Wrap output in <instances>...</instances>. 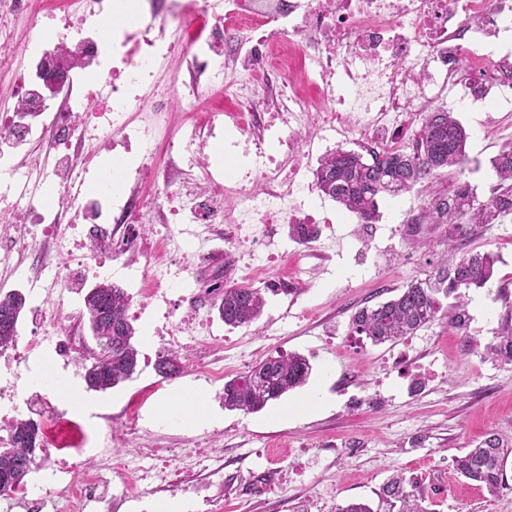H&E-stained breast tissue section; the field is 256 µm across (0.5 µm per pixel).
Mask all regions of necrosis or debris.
<instances>
[{"label":"necrosis or debris","mask_w":512,"mask_h":512,"mask_svg":"<svg viewBox=\"0 0 512 512\" xmlns=\"http://www.w3.org/2000/svg\"><path fill=\"white\" fill-rule=\"evenodd\" d=\"M199 6L225 25L191 38L182 18ZM114 10L113 0H0V72L12 70L16 57L25 61L8 96L0 95V169L15 177L13 196L0 198V226L27 216L32 223L51 225L60 247L79 250L85 241L70 234L65 216L71 211L88 212L107 236L113 225L128 223L135 213L148 222L168 213L183 224L228 222L240 241L257 239L266 225L295 222L300 201L312 187L264 147L253 153V174L229 180L224 198L184 181V174L199 168L195 147L204 137L201 127L169 137L172 106L146 104L139 92L146 75L179 55L193 62L188 82L193 103L200 87L220 86L230 77L247 84L257 69H264L265 86L277 88L273 109L246 118L236 114L232 120L278 135L280 148L288 152L299 133L289 115L312 112L300 91L306 82L318 85L329 105L323 127L342 140L363 133L383 150L400 149L388 127L396 126L402 113L427 111L437 99V81L460 84V58L485 76L498 99H512V70L505 59L479 49L480 36L512 22V0H164L151 8L139 31L115 28L101 37ZM44 22L55 28L49 41L15 45L19 27L34 30ZM258 29L263 37L243 49V34ZM67 52L76 61L65 71L62 96L45 102L39 95L42 76ZM337 80L344 82V94H335ZM142 111L148 114L144 124L131 125L128 113ZM88 139L127 151L138 148L142 180L158 143H165L167 155L178 159L177 175L167 181L166 204L133 194L114 203L108 181L101 182L95 199L73 193V186L92 173L97 155H74L68 147ZM41 141L59 145L55 159L36 156L24 166L14 164L16 149ZM51 176L62 190L54 207L43 202L41 192ZM228 196L235 201L230 211L224 208ZM39 418L47 431L48 455L36 462V480L1 494L0 504L7 512L19 505L25 512H84L91 503L109 504L100 491V473L75 463L86 452L81 426L74 421L57 425L52 403Z\"/></svg>","instance_id":"1"}]
</instances>
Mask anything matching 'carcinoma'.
<instances>
[{
  "label": "carcinoma",
  "instance_id": "cac0c4a2",
  "mask_svg": "<svg viewBox=\"0 0 512 512\" xmlns=\"http://www.w3.org/2000/svg\"><path fill=\"white\" fill-rule=\"evenodd\" d=\"M414 149L370 151V158L343 147L324 156L313 172L316 188L354 215L360 224H372L379 217V200L396 197L417 185L426 187L445 168L464 174L467 162V134L452 113L442 107L420 119L414 134ZM497 183L488 200L480 202L463 182L450 193L435 194L418 220L420 224L444 227L446 255L423 280H415L400 293L372 307L355 310L348 324L349 335L363 336L378 345L395 343L412 336L437 319L451 328L467 326L466 291L484 287L494 275L498 258L491 252H463L457 241L467 238L484 224H497L512 216V148L491 159ZM317 224H290L288 236L307 246L319 238ZM205 293L218 301L224 325L236 329L250 326L265 304L260 289L249 286L206 285ZM453 299L448 305L442 300ZM130 298L107 280L97 282L84 296L82 318L94 334L98 355L89 358L84 379L87 388L107 391L129 380L137 372L139 352L132 339L136 330L129 316ZM25 308V297L10 292L0 297V349L14 345L17 327ZM488 354L496 361L512 364V327L504 329ZM156 371L169 379L180 374L177 355L159 358ZM312 366L299 354L268 356L246 374L224 382L221 400L229 411L254 413L278 401L286 393L305 385ZM41 430L31 419H18L10 427L8 446L0 448V494L24 484L37 460ZM512 447L493 434L480 445L454 460L458 474L493 494L503 487L504 468ZM386 501L400 503L399 512H427L415 494L414 482L403 474L393 476L382 488Z\"/></svg>",
  "mask_w": 512,
  "mask_h": 512
}]
</instances>
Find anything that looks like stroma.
Instances as JSON below:
<instances>
[{
    "label": "stroma",
    "instance_id": "obj_1",
    "mask_svg": "<svg viewBox=\"0 0 512 512\" xmlns=\"http://www.w3.org/2000/svg\"><path fill=\"white\" fill-rule=\"evenodd\" d=\"M186 64L174 60L157 71L147 96L181 107ZM205 105L246 112L271 108L273 102L254 79L248 97L235 90H202ZM465 127L467 152L480 163L465 173L479 201H486L496 175L490 160L512 140V104L484 100L461 103L440 99ZM247 133L217 129L201 151L213 172L233 163L241 172L251 166ZM429 193L412 190L381 201L378 222L361 226L330 199L313 201L324 218L318 241L300 246L288 238L283 224L268 225L260 240L239 244L229 224H196L192 230L221 253L218 261L167 250L165 224H139L138 246L126 251L115 235L114 251L88 254L79 263L44 239L40 258L56 267L73 288L92 286L90 269L102 265L107 277L130 296H137L141 278L164 267L185 278L174 292L158 295L142 316L133 318L139 366L133 379L117 387L87 390L77 354L60 357L53 350L20 356L19 347L43 334L39 317L25 309L17 344L0 351V389L14 394L19 416L31 418L44 394L34 376L51 372L78 396V404L58 401L60 420L81 422L88 435L111 428L112 455L130 466L155 465L165 479L139 485L140 499L112 496V512H148L166 502L169 512H187L192 500L209 498L223 512H336L350 501L369 503L374 512H390L380 497L383 484L401 472L417 484L428 512H512V457L505 485L489 494L465 480L453 460L491 433L512 440V364L486 355L503 328L512 325V220L479 228L468 250L500 256L493 278L469 291L470 322L458 331L437 320L395 343L375 345L348 333L351 314L397 295L399 289L426 278L444 251L442 232L421 228L419 238L405 228L418 217ZM269 265L264 281L269 292L261 317L250 327L231 329L221 321L216 300L204 294L202 282L234 270L239 284L250 255ZM206 319L191 350L181 351L182 373L167 380L155 371L166 348L157 343L182 315ZM298 353L313 367L307 383L260 412L225 410L223 381L197 372V363L220 366L225 379L249 371L270 355ZM424 386L413 391V378ZM209 416L206 426L192 425L186 405ZM136 412L137 425L126 416Z\"/></svg>",
    "mask_w": 512,
    "mask_h": 512
}]
</instances>
